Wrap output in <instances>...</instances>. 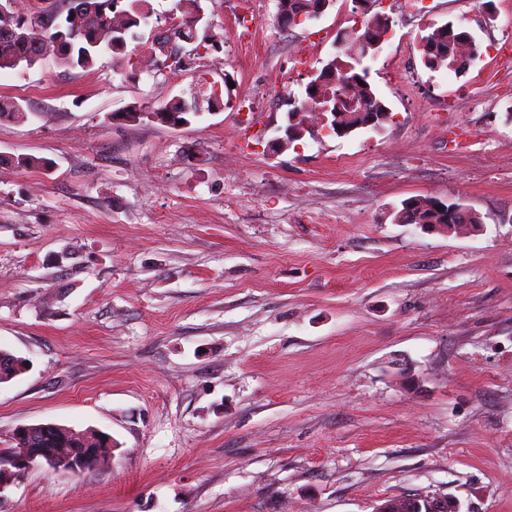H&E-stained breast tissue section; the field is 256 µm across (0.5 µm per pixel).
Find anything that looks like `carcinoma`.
Here are the masks:
<instances>
[{"instance_id":"cac0c4a2","label":"carcinoma","mask_w":512,"mask_h":512,"mask_svg":"<svg viewBox=\"0 0 512 512\" xmlns=\"http://www.w3.org/2000/svg\"><path fill=\"white\" fill-rule=\"evenodd\" d=\"M59 0H35L27 8H18L9 0H0V70H28L45 57L51 56L56 63L67 69H89L104 53L112 55L114 68L124 66L133 52L128 50L129 41L135 38L133 29L156 17L151 0H77L66 14H61ZM320 0H276L277 14L291 18L307 16L314 11ZM203 9L202 0H176L170 10L171 26L167 39L187 44L204 45L215 35L194 25L195 16ZM427 47L433 50L432 68L445 67L461 74L467 69L465 50L468 40L461 31L449 24L431 25V32L423 36ZM365 49V43L351 41L343 48V56L327 62L338 75L349 81L337 86L332 82L315 87L316 94L336 98L338 91L356 101V106L346 107L336 113L338 124L355 128L362 112H386L387 106L368 80L358 83L355 71H342L345 66L356 64ZM195 103L174 99L149 110L148 117L165 124L187 123L195 115ZM94 435L86 430H73L62 440H46L42 447L51 449L53 459L48 466L58 473L70 474L65 455L74 448L91 446ZM16 455L12 448L0 450V485L6 484L19 474L12 467Z\"/></svg>"}]
</instances>
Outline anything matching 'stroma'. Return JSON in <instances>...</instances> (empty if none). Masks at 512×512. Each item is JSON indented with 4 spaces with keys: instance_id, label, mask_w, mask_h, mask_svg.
Wrapping results in <instances>:
<instances>
[{
    "instance_id": "stroma-1",
    "label": "stroma",
    "mask_w": 512,
    "mask_h": 512,
    "mask_svg": "<svg viewBox=\"0 0 512 512\" xmlns=\"http://www.w3.org/2000/svg\"><path fill=\"white\" fill-rule=\"evenodd\" d=\"M370 79L384 130L272 152L287 100L364 15L336 0L285 30L276 0H208L206 58L152 74L53 58L0 70V449L23 425L111 435V465H37L0 512H374L445 495L512 512V0H424ZM480 58L426 68L430 24ZM230 106L172 128L137 103ZM49 159L20 168L17 158ZM459 201L483 231L394 221Z\"/></svg>"
}]
</instances>
